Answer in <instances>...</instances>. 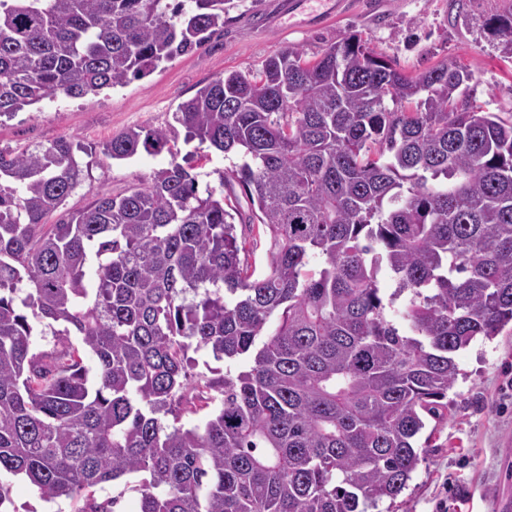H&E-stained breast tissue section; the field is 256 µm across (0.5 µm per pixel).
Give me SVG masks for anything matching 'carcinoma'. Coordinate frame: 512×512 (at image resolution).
I'll return each instance as SVG.
<instances>
[{"mask_svg":"<svg viewBox=\"0 0 512 512\" xmlns=\"http://www.w3.org/2000/svg\"><path fill=\"white\" fill-rule=\"evenodd\" d=\"M235 7L0 0V118L144 78ZM472 81L457 61L406 74L355 35L312 63L284 48L258 77L199 88L167 127L102 145L112 160L171 154L180 126L241 156L220 190L199 194L186 156L55 224L88 149H0V472L83 500L74 512H115L96 489L138 473L139 512L395 502L416 436L448 410L455 353L512 324V119L477 104ZM256 230L258 276L240 259ZM37 323L49 353L32 352ZM202 347L250 366L194 384ZM191 392L220 404L201 426L164 423ZM268 254L269 244L267 238L263 235L259 237L256 233H253L250 235L246 252L241 253V258L248 265H251L252 268H255L257 273H260L267 268Z\"/></svg>","mask_w":512,"mask_h":512,"instance_id":"1","label":"carcinoma"}]
</instances>
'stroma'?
Returning <instances> with one entry per match:
<instances>
[{
  "instance_id": "stroma-1",
  "label": "stroma",
  "mask_w": 512,
  "mask_h": 512,
  "mask_svg": "<svg viewBox=\"0 0 512 512\" xmlns=\"http://www.w3.org/2000/svg\"><path fill=\"white\" fill-rule=\"evenodd\" d=\"M242 0L222 32L200 50L161 64L152 74L83 98L56 96L0 122V149L15 153L72 138L95 147L130 128L164 127L178 106L217 76L259 74L278 51L296 47L317 60L330 45L359 35L406 73L459 61L470 66L478 103L512 116V44L495 21L512 17V0ZM169 154L112 160L81 156L82 177L63 212L99 195H121L168 167ZM460 375L448 411L435 422L429 448L393 512H496L512 495V332L476 340L456 356ZM17 512H72L73 501H44L23 476L0 475Z\"/></svg>"
}]
</instances>
